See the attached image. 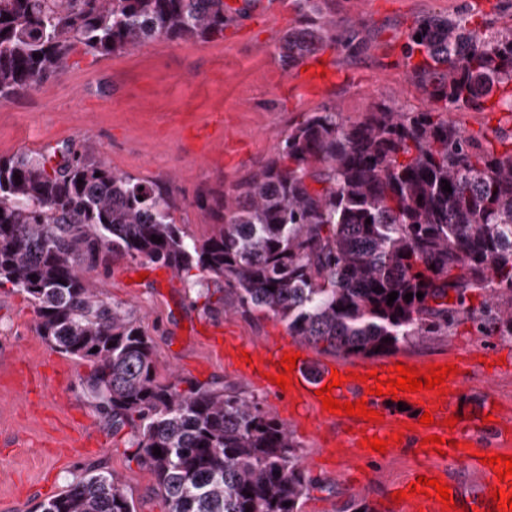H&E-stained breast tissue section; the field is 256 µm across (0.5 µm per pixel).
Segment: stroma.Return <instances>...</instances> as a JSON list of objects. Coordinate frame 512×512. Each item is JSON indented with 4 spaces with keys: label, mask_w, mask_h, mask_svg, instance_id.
<instances>
[{
    "label": "stroma",
    "mask_w": 512,
    "mask_h": 512,
    "mask_svg": "<svg viewBox=\"0 0 512 512\" xmlns=\"http://www.w3.org/2000/svg\"><path fill=\"white\" fill-rule=\"evenodd\" d=\"M464 12L474 25L494 30L512 20V0H325L326 21L367 29L372 43L356 56L339 42L319 51L318 59L338 72L318 87L301 84V67L280 62L278 35L300 23L293 0H255L245 16L227 22L220 40L156 39L120 54L79 52L61 77L0 104V156L89 142L115 171L172 183L179 223L199 236L211 227L197 199L231 193L258 172L307 113L331 104L355 120L379 103L427 109L408 80L401 47L422 17ZM92 279L101 297L134 311L153 342L160 377L217 389L232 383L287 424L311 477L328 485L312 491L303 512H340L352 498L370 512H394V488L418 465L413 448L378 460L330 452L325 441L336 436L335 427L310 411L294 414L232 360L233 350L287 335L283 322L262 312L211 316L199 285L144 260L115 258ZM483 302L476 296L454 327L404 345L390 359L426 365L464 356L462 392L477 402L494 396L512 416V338L477 331ZM36 321L22 294L0 287V512H36L93 464L121 478L137 512H168L152 473L134 458L129 429L113 431L90 406L80 383L89 362L53 349L38 336ZM490 346L507 359L492 373L482 363Z\"/></svg>",
    "instance_id": "obj_1"
}]
</instances>
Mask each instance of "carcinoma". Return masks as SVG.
<instances>
[{
  "mask_svg": "<svg viewBox=\"0 0 512 512\" xmlns=\"http://www.w3.org/2000/svg\"><path fill=\"white\" fill-rule=\"evenodd\" d=\"M294 2L302 22L277 38L286 69L336 41L318 0ZM251 7L0 0V102L62 75L79 48L108 55L157 38L207 42ZM416 53L423 61L409 79L432 108L379 104L356 120L329 105L310 113L230 195L197 202L211 220L200 238L177 223L171 185L112 170L86 142L0 156V285L24 295L43 340L93 363L84 391L105 424L130 427L135 458L168 512H302L322 485L291 430L259 402L159 379L135 313L100 297L87 277L114 257L212 283L206 312L224 313L226 291L231 310L267 313L301 343L344 358L382 357L436 335L467 312L475 291L486 307L477 328L512 337V148H486L444 116L482 111L495 98L512 124V27L481 32L467 14L428 15L403 47L408 58ZM40 509L137 512L115 474L97 469Z\"/></svg>",
  "mask_w": 512,
  "mask_h": 512,
  "instance_id": "1",
  "label": "carcinoma"
}]
</instances>
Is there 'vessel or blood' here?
<instances>
[{
  "instance_id": "1",
  "label": "vessel or blood",
  "mask_w": 512,
  "mask_h": 512,
  "mask_svg": "<svg viewBox=\"0 0 512 512\" xmlns=\"http://www.w3.org/2000/svg\"><path fill=\"white\" fill-rule=\"evenodd\" d=\"M295 345L288 343L287 339L272 341L271 343L254 349L251 353L253 359L259 361V368L253 369L250 375L254 379H261L262 375H278V363L285 353L295 352ZM307 358H299L293 372L291 386L283 391L284 399L301 400L311 406L319 420L324 424L338 427L340 431L339 442L347 448L358 447L363 438L378 436L385 439L394 433H401L404 444L418 448L422 456V462L417 469L418 475L443 476V469L434 463V451L430 446L424 445V438L438 435L451 441L452 446L447 450L450 461L466 464L471 460L472 454L480 451V444L468 432L469 422H481L483 416H491V423L486 424L487 431L498 432L505 425L512 423V417L499 412H493L491 401H484L477 405L463 399L459 390L457 376H450L445 383V393L421 391L418 393H399L398 397L388 395L375 396L369 394L364 383L348 379V372L378 373L380 378H388V366L384 363L362 362L351 365L341 364L337 369L323 367L317 379L308 378L305 369ZM340 372L345 375L343 386L335 387L333 397L339 402H355L366 399L368 408L383 413L384 419L379 423H369L355 417L343 414L333 415L325 411L317 391L326 385L332 372ZM431 412L435 423L431 426L420 425L419 419L424 412ZM455 415L459 421L455 428L443 427L442 422L446 417ZM483 422V421H482ZM485 478L477 490L471 491L454 485L450 488L453 502L462 506L464 512H489L493 506L490 494L494 487L499 486L495 468L484 466Z\"/></svg>"
}]
</instances>
